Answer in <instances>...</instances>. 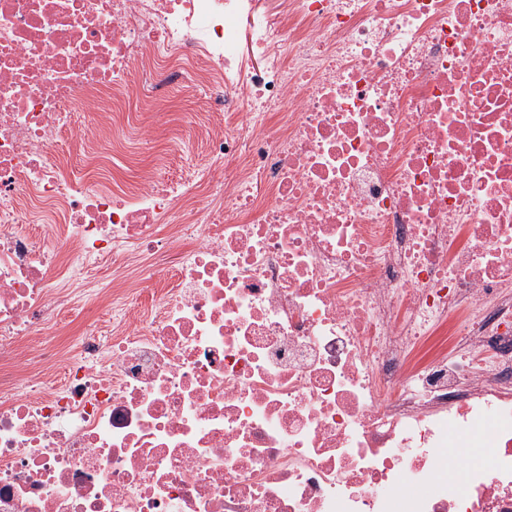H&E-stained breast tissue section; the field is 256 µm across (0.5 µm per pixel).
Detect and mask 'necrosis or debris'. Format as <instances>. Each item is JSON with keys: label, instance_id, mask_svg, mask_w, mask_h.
I'll list each match as a JSON object with an SVG mask.
<instances>
[{"label": "necrosis or debris", "instance_id": "obj_1", "mask_svg": "<svg viewBox=\"0 0 512 512\" xmlns=\"http://www.w3.org/2000/svg\"><path fill=\"white\" fill-rule=\"evenodd\" d=\"M0 512H512V0H0ZM202 161L200 149L193 137L184 136L177 144L171 147L164 157L165 169L180 174ZM164 170V171H166Z\"/></svg>", "mask_w": 512, "mask_h": 512}]
</instances>
